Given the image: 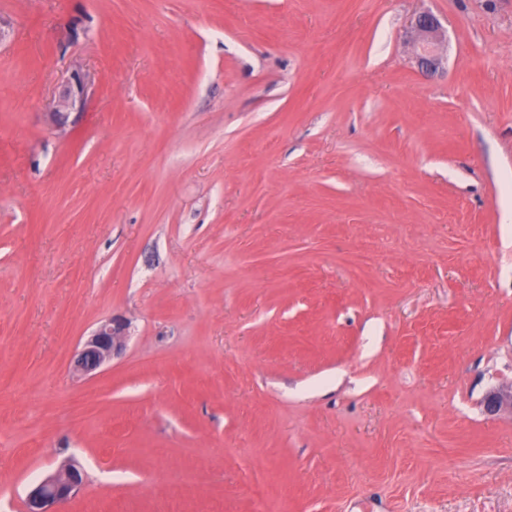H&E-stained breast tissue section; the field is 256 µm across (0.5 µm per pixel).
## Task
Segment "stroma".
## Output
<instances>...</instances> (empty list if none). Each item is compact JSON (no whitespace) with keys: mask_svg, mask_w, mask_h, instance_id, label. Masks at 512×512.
<instances>
[{"mask_svg":"<svg viewBox=\"0 0 512 512\" xmlns=\"http://www.w3.org/2000/svg\"><path fill=\"white\" fill-rule=\"evenodd\" d=\"M0 18V512L70 458L61 512H512V0ZM408 33L414 40L416 60L422 70L434 71L442 64L441 45L445 31L430 12H420L410 21ZM85 78L79 72H73L65 83L58 98L54 112H49L50 123L57 129L63 130L68 125L71 111L81 109L84 104ZM127 338L126 321L118 318L103 321L77 351L75 371L88 377L96 375L105 364L124 350Z\"/></svg>","mask_w":512,"mask_h":512,"instance_id":"1","label":"stroma"}]
</instances>
